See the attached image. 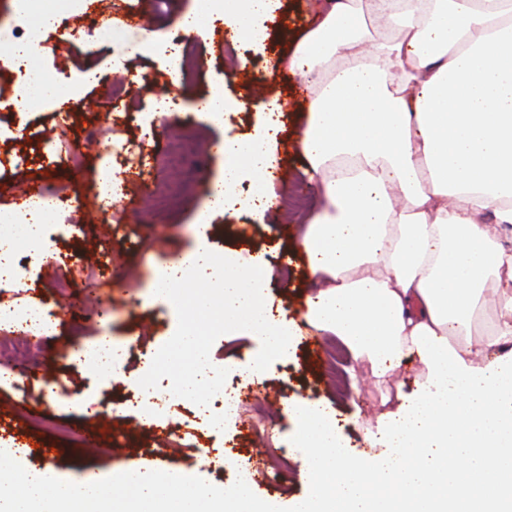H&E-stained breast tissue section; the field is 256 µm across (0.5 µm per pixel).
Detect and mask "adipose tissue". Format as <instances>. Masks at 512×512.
Returning a JSON list of instances; mask_svg holds the SVG:
<instances>
[{"instance_id": "1", "label": "adipose tissue", "mask_w": 512, "mask_h": 512, "mask_svg": "<svg viewBox=\"0 0 512 512\" xmlns=\"http://www.w3.org/2000/svg\"><path fill=\"white\" fill-rule=\"evenodd\" d=\"M281 0H220L232 42L264 31ZM383 21L375 38L367 17ZM308 93L299 140L323 201L301 240L319 289L301 320L268 298L262 256L216 254L206 234L186 268L155 283L163 297L203 282L198 310L249 329L261 353L240 363L261 378L265 355L287 354L304 328L338 336L377 389L404 363L425 373L384 425L388 450L353 458L317 403L293 405L315 491L296 512H512V248L484 214L512 224V0H320L289 58ZM249 139L224 141L212 211L239 204L256 217L267 191L282 107L255 102ZM253 178L250 198L235 189ZM412 449L409 457L400 456ZM8 512H123L112 484L23 469ZM141 512L172 496L176 512H268L238 488H174L148 468L128 481Z\"/></svg>"}]
</instances>
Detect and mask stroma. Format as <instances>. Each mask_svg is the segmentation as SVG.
Masks as SVG:
<instances>
[{
	"mask_svg": "<svg viewBox=\"0 0 512 512\" xmlns=\"http://www.w3.org/2000/svg\"><path fill=\"white\" fill-rule=\"evenodd\" d=\"M314 0H284L277 21L268 23L267 38L257 44H217L213 33L182 35L180 20L193 0H112V14L145 13L153 32L151 44L138 35L115 28L103 36L102 7L90 5L83 16L43 28L38 51L16 63L9 43L0 42V210L18 205L17 181H36L62 197L65 210L45 226L44 244L51 263L37 251L21 247L14 281L0 285V307L23 311L50 310L55 328L50 341L33 326L32 356L26 366L0 360V448L22 449L21 457L0 458V470L16 474L23 468L52 467L63 479L94 475L114 481L117 472L153 461L163 471H195L194 483L211 489L234 488L233 472L247 465L269 474L268 482L252 494L271 512H293L295 503L309 497L313 482L302 453L293 452L296 424L287 401H321L334 411L339 438L354 456L380 454L384 441L378 420L413 397L423 374L419 361L403 365L385 391L367 384L336 392L337 378H350L354 361L344 356L338 374L323 365L320 343L311 335L297 337L288 357L270 356L260 384H247L245 409L234 423L210 429L195 419L189 405L172 406L167 414L143 427L142 416L126 403L146 371V362L163 350L187 319L151 300L153 274L166 266L172 253L187 256L196 248L193 226L208 199L209 187L224 171L220 155L189 157L183 168H164L162 142L189 129L201 144L224 136L253 134L257 116L248 104L254 92L286 102L284 128L277 134L279 167L274 189L279 196L298 190L307 211H315L319 195L305 174L306 163L297 141L307 121L302 82L288 71L268 75L265 62L289 55L308 33ZM182 36L190 68H173L160 51L173 36ZM98 82L85 83L88 70ZM45 70L65 78L70 92L64 99L43 102L38 110L18 111L14 99L31 73ZM144 74L149 86L135 103L116 95L117 72ZM232 104L222 121L191 111L216 80ZM177 98L185 108L179 123L153 112L156 101ZM66 112L68 121L57 118ZM111 121L124 142L141 157L139 179L111 205L97 199L100 162L89 132ZM66 139L81 146L74 162L47 153L46 138ZM209 242L216 252L245 256L263 254L274 274L268 295L282 304L289 317L299 318L305 298L313 292L306 259L298 248L304 219H292L286 209L269 211L257 220L248 210L232 207L212 214ZM69 285L60 295L59 282ZM129 342V355L120 378H100L73 363L75 345L101 334ZM213 356V374L199 384L207 396L210 383L220 380L225 366L259 353L249 336L227 340L223 329L206 335ZM53 383L56 401L43 387ZM271 406L263 423H255L256 404ZM97 438L96 452H84V437ZM290 456H283V449Z\"/></svg>",
	"mask_w": 512,
	"mask_h": 512,
	"instance_id": "stroma-1",
	"label": "stroma"
}]
</instances>
